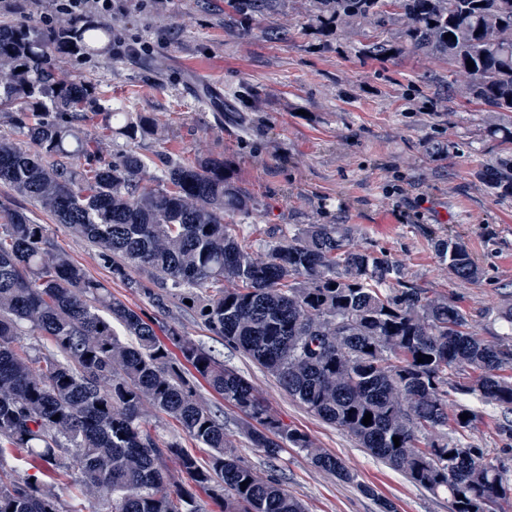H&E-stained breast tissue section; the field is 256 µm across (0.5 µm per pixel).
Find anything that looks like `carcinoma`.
<instances>
[{"mask_svg": "<svg viewBox=\"0 0 512 512\" xmlns=\"http://www.w3.org/2000/svg\"><path fill=\"white\" fill-rule=\"evenodd\" d=\"M279 2L226 0L224 18L241 24ZM310 2L323 28L370 24L365 56L390 52L391 26L403 20L399 37L413 51L448 59L457 95L480 107L498 141L495 163L478 177L491 194L512 198V0ZM111 41L112 27L89 15L48 28L0 24V121L11 130L0 134V183L87 238L112 279L156 308L192 301L211 335L412 484L448 494L454 512H502L512 502V468L470 439L481 414L468 401L499 410L496 436L511 451L512 303L491 315L508 332L487 341L448 296L407 284L386 255L355 244L348 224H295L254 249L228 218L248 219L258 204L224 158L151 161L136 143L159 136L153 115L105 100L95 84L54 66L57 56L95 55ZM21 101L27 110L14 111ZM117 136L131 146L104 158L103 141ZM431 243L456 278L481 279L462 238ZM133 267L142 275L131 276ZM164 333L165 343L152 320L56 248L46 225L23 208L4 211L0 455L19 448L50 472H76L82 494L108 499L112 512H206L202 493L221 512H306L278 478L257 476L240 457L224 417L198 392L201 378L242 415L239 433L269 463L294 448L356 480L181 323ZM25 334L46 337L53 351L30 356L18 345ZM424 355L430 362H417ZM151 410L182 435L161 439ZM10 509L66 512L44 484L16 479L0 461V512Z\"/></svg>", "mask_w": 512, "mask_h": 512, "instance_id": "carcinoma-1", "label": "carcinoma"}]
</instances>
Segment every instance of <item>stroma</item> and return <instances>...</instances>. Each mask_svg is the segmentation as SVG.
<instances>
[{"label":"stroma","instance_id":"obj_1","mask_svg":"<svg viewBox=\"0 0 512 512\" xmlns=\"http://www.w3.org/2000/svg\"><path fill=\"white\" fill-rule=\"evenodd\" d=\"M62 0H0V23H59ZM112 14L113 49L60 62L62 72L97 82L105 96L155 116L162 139L140 141L149 157L164 153L219 155L260 209L244 231L250 241L292 224H348L357 244L384 252L417 287L448 295L486 340L501 328L489 310L512 301V198L488 193L476 173L495 162L476 105L455 97L448 61L401 48L364 58L371 25L325 31L311 20L310 0H281L274 13L228 29L224 0H122ZM0 204L28 210L47 225L54 244L114 296L154 321L180 322L189 336L245 377L272 413L307 432L356 475L347 483L290 449L277 463L288 492L307 512H452L433 495L372 457L354 439L303 408L242 352L210 335L180 301L158 311L100 265L88 240L53 221L32 201L0 184ZM462 237L480 264L478 283L459 281L430 245L431 235ZM203 400L221 411L238 452L259 476L262 449L238 434V413L208 387ZM0 461L15 476L51 485L67 505L111 512L83 497L74 478L57 479L41 461L8 448Z\"/></svg>","mask_w":512,"mask_h":512}]
</instances>
